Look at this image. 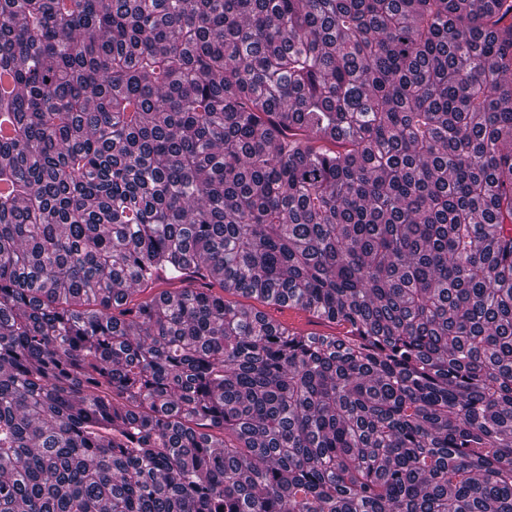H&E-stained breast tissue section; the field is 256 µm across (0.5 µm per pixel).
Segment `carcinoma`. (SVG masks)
<instances>
[{
  "label": "carcinoma",
  "mask_w": 512,
  "mask_h": 512,
  "mask_svg": "<svg viewBox=\"0 0 512 512\" xmlns=\"http://www.w3.org/2000/svg\"><path fill=\"white\" fill-rule=\"evenodd\" d=\"M0 73V512H512V0H0Z\"/></svg>",
  "instance_id": "1"
}]
</instances>
